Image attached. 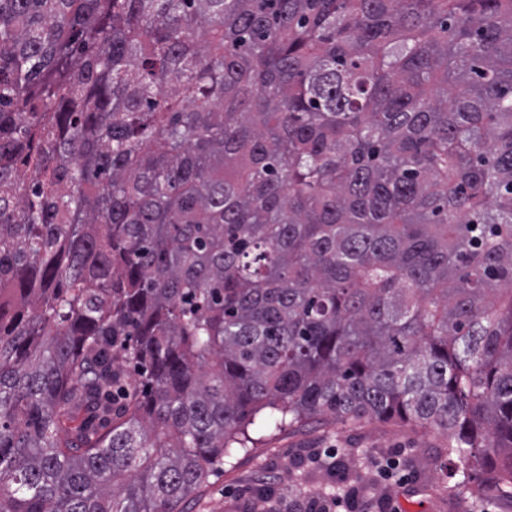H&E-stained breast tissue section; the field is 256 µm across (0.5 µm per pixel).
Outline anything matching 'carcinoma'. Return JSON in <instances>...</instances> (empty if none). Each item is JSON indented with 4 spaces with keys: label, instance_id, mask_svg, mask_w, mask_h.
<instances>
[{
    "label": "carcinoma",
    "instance_id": "cac0c4a2",
    "mask_svg": "<svg viewBox=\"0 0 512 512\" xmlns=\"http://www.w3.org/2000/svg\"><path fill=\"white\" fill-rule=\"evenodd\" d=\"M327 416L512 498V0H0V512Z\"/></svg>",
    "mask_w": 512,
    "mask_h": 512
}]
</instances>
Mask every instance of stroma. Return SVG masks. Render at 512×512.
<instances>
[{"label": "stroma", "instance_id": "stroma-1", "mask_svg": "<svg viewBox=\"0 0 512 512\" xmlns=\"http://www.w3.org/2000/svg\"><path fill=\"white\" fill-rule=\"evenodd\" d=\"M445 439L401 422L355 426L333 417L263 433L261 443L232 460L211 466L201 486L183 503L184 512H290L301 494L330 493L325 471L313 453L336 449L348 486L360 491L371 512H512V500L495 492L471 494L444 477ZM399 459L402 482H382L376 461ZM377 486L378 495L365 493Z\"/></svg>", "mask_w": 512, "mask_h": 512}]
</instances>
